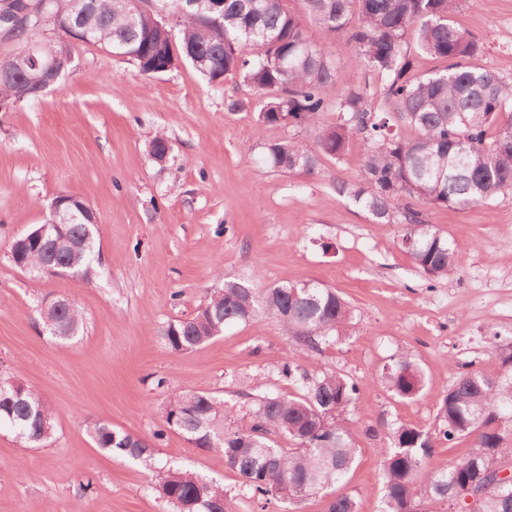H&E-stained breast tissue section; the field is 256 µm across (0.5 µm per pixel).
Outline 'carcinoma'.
I'll use <instances>...</instances> for the list:
<instances>
[{
  "instance_id": "carcinoma-1",
  "label": "carcinoma",
  "mask_w": 512,
  "mask_h": 512,
  "mask_svg": "<svg viewBox=\"0 0 512 512\" xmlns=\"http://www.w3.org/2000/svg\"><path fill=\"white\" fill-rule=\"evenodd\" d=\"M152 11L129 14L127 0H0V28L28 42L41 35L40 54L49 59L74 54L77 43L121 48L138 72L155 77L177 68L170 49L197 51L205 64L197 71L211 83L241 74L261 96V125L288 126L312 133L313 145L288 139L267 144L268 164L288 173L318 174L320 158H339L350 137L361 139L364 161L357 180L336 186L366 209L375 223L398 224L402 243L423 273L442 278L457 272L454 249L429 228L425 208L465 210L512 192V80L495 68L474 63L482 39L451 20L459 0H302L304 10L329 35L346 38L355 53L351 65L361 78L333 105L337 121L319 124L328 109L327 85L336 82V63L306 34L301 17L285 0H154ZM414 32L420 53L442 66L414 76L415 59L406 36ZM35 71L14 63L12 76L0 79V108L41 98ZM413 136L406 137L402 130ZM12 262L39 267L50 261L84 277L94 270L95 241L81 250L57 245L56 234L39 244L9 249ZM261 312L274 314L285 333L302 348L318 351L336 339L351 319L348 303L333 289L309 281L281 285L263 294L243 281H226L189 317L168 323L162 339L175 352H190L224 327L247 322ZM43 322L55 338L72 336L82 326L74 306L51 300ZM502 372L492 378L464 365L454 384L441 393L437 435L411 425L393 431L382 460L380 512H423L428 501L457 504L469 484L484 490L476 512H512V484H496V472L512 453V344L493 348ZM299 389L295 396L265 395L242 413L214 396L169 393L164 429L175 428L196 448L219 450L259 500L285 501L297 512L310 496L346 480L357 449L348 442L344 415L357 384L335 371L310 373L292 360L280 368ZM388 389L413 398L422 376L407 357L387 369ZM21 398H0V426L38 445L55 431L53 411L33 387L19 385ZM95 445L131 458L156 473L160 498L171 512H226L224 488L187 469L155 465L150 443L111 425L87 426ZM283 436L292 447L283 448ZM471 438L475 451L431 474L426 458L437 439L453 443ZM327 512H357L356 500L337 495Z\"/></svg>"
}]
</instances>
